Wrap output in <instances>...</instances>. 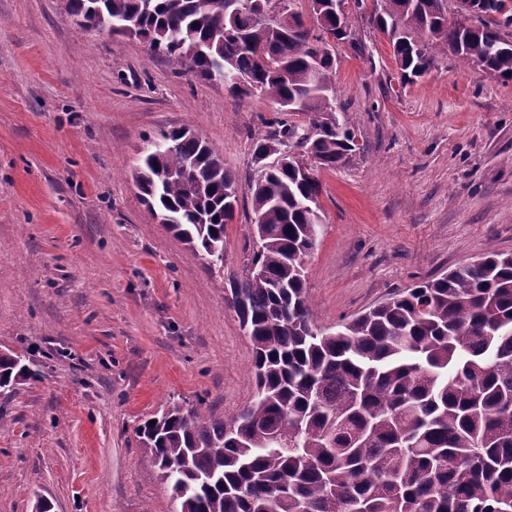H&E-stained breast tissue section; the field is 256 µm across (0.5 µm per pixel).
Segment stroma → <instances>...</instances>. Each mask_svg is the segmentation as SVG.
<instances>
[{
    "label": "stroma",
    "instance_id": "stroma-1",
    "mask_svg": "<svg viewBox=\"0 0 512 512\" xmlns=\"http://www.w3.org/2000/svg\"><path fill=\"white\" fill-rule=\"evenodd\" d=\"M336 113L360 144L319 174L306 262L332 331L496 249L512 253V82L438 59L404 84L351 13ZM277 106L179 72L135 37L76 25L67 0H0V352L33 378L0 393V512H171L137 429L170 397L233 416L253 346L225 284L246 273L252 138ZM189 126L238 177L224 264L208 267L133 180L160 131Z\"/></svg>",
    "mask_w": 512,
    "mask_h": 512
}]
</instances>
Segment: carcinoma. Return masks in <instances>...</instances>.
Segmentation results:
<instances>
[{
  "label": "carcinoma",
  "mask_w": 512,
  "mask_h": 512,
  "mask_svg": "<svg viewBox=\"0 0 512 512\" xmlns=\"http://www.w3.org/2000/svg\"><path fill=\"white\" fill-rule=\"evenodd\" d=\"M448 19L447 0H381L369 21L407 81L438 58L512 80L507 0H474ZM310 0L312 24L274 32L264 15L217 0H68L71 16L143 38L177 69L212 81L240 75L278 105V128L253 138L259 161L278 137L311 153L259 170L252 185L255 248L231 285L254 346L256 392L234 416L169 399L137 430L171 512H512V254L490 250L383 305L317 329L305 291L320 226L321 170L360 149L336 116L331 43L349 13ZM305 117L304 127L290 121ZM134 174L167 229L224 264V226L238 206L235 172L187 127L164 130ZM309 166L311 176L302 167ZM31 375L0 355V389Z\"/></svg>",
  "instance_id": "cac0c4a2"
}]
</instances>
